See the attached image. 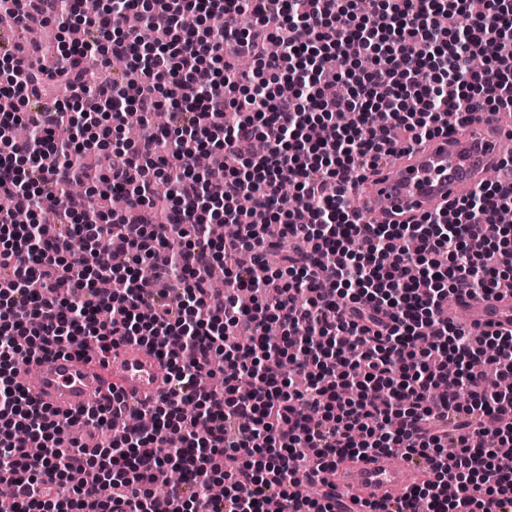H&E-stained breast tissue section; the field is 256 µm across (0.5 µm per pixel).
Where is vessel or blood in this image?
<instances>
[{"label": "vessel or blood", "instance_id": "1", "mask_svg": "<svg viewBox=\"0 0 512 512\" xmlns=\"http://www.w3.org/2000/svg\"><path fill=\"white\" fill-rule=\"evenodd\" d=\"M502 113L478 112L465 127L444 123L442 133L413 145L393 164L375 171L359 194L363 221L403 223L419 220L451 201L469 194L505 157L512 156V138L498 136ZM464 322L474 333L512 330V296L459 300ZM109 370H102L80 349H69L34 363L28 394L60 412L83 410L112 380L123 394L153 399L166 390L165 367L145 348L123 344L109 353ZM430 474L427 462L392 464L377 455L337 464L329 480L337 506L362 512L363 503L393 507L404 494Z\"/></svg>", "mask_w": 512, "mask_h": 512}]
</instances>
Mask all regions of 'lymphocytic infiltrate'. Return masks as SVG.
Masks as SVG:
<instances>
[{"instance_id":"1","label":"lymphocytic infiltrate","mask_w":512,"mask_h":512,"mask_svg":"<svg viewBox=\"0 0 512 512\" xmlns=\"http://www.w3.org/2000/svg\"><path fill=\"white\" fill-rule=\"evenodd\" d=\"M34 11L67 31L57 62L40 76L22 48L5 52L0 127L48 82H80L82 110L106 134L125 113L167 109L159 132L91 153L56 139L72 124L52 103L30 119L33 135L7 139L0 156V484L12 488L0 512H263L268 499H300L306 512H336L335 498L307 489L325 483L337 462L377 454L424 458L431 477L399 499L395 512H512V332L475 336L443 319L449 296L512 291V177L481 183L446 209L412 224L362 222L347 198L397 147L394 124L412 143L432 138L442 117L466 122L477 111H512V0H104L79 16L75 0H37ZM145 18L140 30L123 17ZM256 18L245 29V13ZM224 18L210 27V15ZM470 15L463 29L456 22ZM308 26L313 39L293 31ZM261 71L237 76L242 56ZM370 59L355 71L354 56ZM490 59L474 70L470 59ZM125 62L124 81H83L86 60ZM359 121L316 139L319 124L342 112ZM234 114L227 123L226 114ZM268 144L250 156L252 140ZM214 145L226 167L216 184L191 173L187 159ZM26 157L27 178L12 160ZM98 176L96 202L68 207L63 180ZM172 205L156 209L160 184ZM45 185L42 194L31 183ZM129 197L128 215L108 216L102 201ZM251 197L255 224L239 220ZM237 223L217 241L199 208ZM55 211L36 237L18 213ZM92 244L81 264L62 256L74 236ZM254 252L259 272L225 264ZM155 281L182 290L145 291L136 263ZM222 270L226 288L208 282ZM122 280L123 292L112 290ZM129 342L166 358L168 394L140 410L120 394L76 413L41 405L15 380L22 361L56 351ZM221 374L223 388L198 392L195 377ZM40 436L29 456L17 433ZM175 465L183 481L157 487L154 471ZM222 499L208 495L212 482Z\"/></svg>"}]
</instances>
